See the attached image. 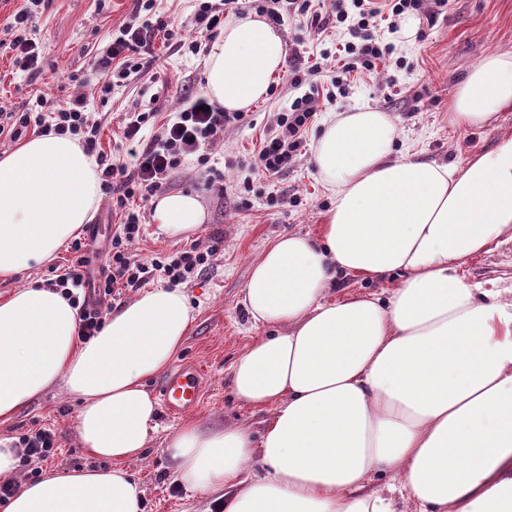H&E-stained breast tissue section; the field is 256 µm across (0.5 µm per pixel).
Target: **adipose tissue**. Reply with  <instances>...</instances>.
Masks as SVG:
<instances>
[{
  "mask_svg": "<svg viewBox=\"0 0 512 512\" xmlns=\"http://www.w3.org/2000/svg\"><path fill=\"white\" fill-rule=\"evenodd\" d=\"M285 63L275 28L251 13L225 25L205 90L225 111L264 99ZM512 109V54L486 55L453 96L449 126L481 127ZM396 126L360 108L325 122L314 163L334 196L315 233L266 246L244 306L278 332L232 367L241 401L268 411L248 426L177 428L165 451L178 481L214 491L223 512H512V303L460 275L512 240V135L461 167L394 156ZM94 158L76 140L37 136L0 156V275L51 260L91 221ZM170 235L206 219L198 197H158ZM388 297H328L338 275L380 281ZM192 311L181 289L154 287L89 340L47 284L0 301V423L49 388L80 398L77 433L91 465L27 482L0 512H143L125 467L147 448L157 404L146 388L181 346ZM258 469H250V462ZM400 476L396 493L368 490Z\"/></svg>",
  "mask_w": 512,
  "mask_h": 512,
  "instance_id": "ef3b65f1",
  "label": "adipose tissue"
}]
</instances>
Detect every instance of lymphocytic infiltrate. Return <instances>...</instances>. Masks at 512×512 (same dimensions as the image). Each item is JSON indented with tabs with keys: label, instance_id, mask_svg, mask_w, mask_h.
<instances>
[{
	"label": "lymphocytic infiltrate",
	"instance_id": "obj_1",
	"mask_svg": "<svg viewBox=\"0 0 512 512\" xmlns=\"http://www.w3.org/2000/svg\"><path fill=\"white\" fill-rule=\"evenodd\" d=\"M45 0H26L25 5L12 14L8 32V47L21 71L34 73L39 69L42 45L32 36V23ZM337 23L349 26L352 36L344 46L345 60L340 74L332 78V86L343 84L346 76L361 70L370 72L385 59L389 47L375 35L382 21L412 10H420L422 0H330ZM155 0H135L131 17L102 50L95 52L91 69L101 77L102 95L112 92L114 81H124L140 73L139 55L152 46L156 37H164L173 46L199 53L202 41H215L224 31V6L219 0H198L192 19L193 35H186L183 26L163 19L152 18ZM315 97H295L288 109L280 113L275 128L264 140L254 158V168L263 177H271L287 168L301 149L308 125L318 111ZM153 111L126 113L123 135L131 146L125 160H113L100 145V125L92 120L84 96L76 95L56 103L47 97H38L34 104L19 113H6L0 120V139L9 141L20 137L22 130L34 133L69 135L77 139L85 152L94 156L102 193L120 210L122 221L112 236L106 255L104 281L101 285L106 299L102 307H91L85 289L90 281L85 277L89 263L81 240L71 245L72 257L58 275L54 287L75 308L78 318V336L87 340L103 327L110 313L111 302L125 288H140L150 279L160 277L175 286L189 275L207 267L213 250L190 248L171 256L154 258L144 263L132 254L130 247L138 240L142 224L140 211L129 208L134 196L148 197L166 190L172 175L188 156H196L199 163H208V152L226 127L240 122L242 113L227 112L204 93L188 95L170 112L159 130L147 142H140L138 134L151 118Z\"/></svg>",
	"mask_w": 512,
	"mask_h": 512
}]
</instances>
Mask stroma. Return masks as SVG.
<instances>
[{"instance_id": "obj_1", "label": "stroma", "mask_w": 512, "mask_h": 512, "mask_svg": "<svg viewBox=\"0 0 512 512\" xmlns=\"http://www.w3.org/2000/svg\"><path fill=\"white\" fill-rule=\"evenodd\" d=\"M133 6V0H48L34 20V36L46 47L40 72L24 75L14 68L10 53L0 54V113L19 111L42 94L61 100L84 95L88 111L102 126V148L113 158H122L124 113L153 97L163 119L179 106L183 89L205 87L206 53H184L158 40L142 53L139 75L114 85L108 98L100 97L90 57L128 21ZM411 17L417 22L413 34L381 27L380 38L393 47L390 59L373 73L351 74L343 94L333 102H320L305 148L287 169L261 180L252 163L264 134L275 127L278 113L286 111L298 91L326 93L336 74L339 51L350 38L343 25L327 23L324 34L317 36L294 19H284L278 30L286 54L319 62L321 74L307 77L298 90L274 76L265 100L247 110L242 124L225 129L211 154L212 165L224 171L223 186H205L195 159L178 168L169 189L196 195L206 212L204 224L175 238L154 222L143 224L132 251L145 263L160 253L192 246L204 250L215 240L223 242L209 267L183 284L195 317L175 359L204 367L202 401L183 419L159 414L146 453L128 463L145 490L144 512H209L211 495L175 482L168 469L163 448L183 421L203 428L244 423L257 432L267 418L239 401L230 385L231 368L246 346L270 333L252 322L242 305V293L252 264L270 242L283 234L315 232L331 206L332 195L313 160V141L323 123L339 112L374 108L388 113L396 124L394 154L407 152L448 164L465 163L474 153L491 150L500 136L512 135V111L499 113L482 128L457 129L448 124V104L466 72L488 53L512 52V0H448L441 14L425 8ZM463 272L468 282L500 289L501 301L512 302V241L468 259ZM77 411V402L56 386L13 420L0 424L1 438L16 439L41 427L56 434L59 453L21 468L19 482L40 479L53 469L90 464L77 436Z\"/></svg>"}]
</instances>
